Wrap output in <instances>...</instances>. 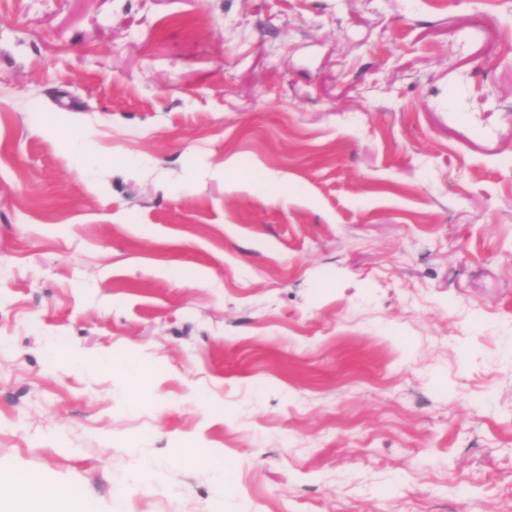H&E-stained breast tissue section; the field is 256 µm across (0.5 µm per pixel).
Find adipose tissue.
<instances>
[{
	"label": "adipose tissue",
	"instance_id": "adipose-tissue-1",
	"mask_svg": "<svg viewBox=\"0 0 512 512\" xmlns=\"http://www.w3.org/2000/svg\"><path fill=\"white\" fill-rule=\"evenodd\" d=\"M0 512H95V506L69 487L15 472L0 474Z\"/></svg>",
	"mask_w": 512,
	"mask_h": 512
}]
</instances>
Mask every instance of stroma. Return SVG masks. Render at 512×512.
Wrapping results in <instances>:
<instances>
[{
    "label": "stroma",
    "mask_w": 512,
    "mask_h": 512,
    "mask_svg": "<svg viewBox=\"0 0 512 512\" xmlns=\"http://www.w3.org/2000/svg\"><path fill=\"white\" fill-rule=\"evenodd\" d=\"M510 157L512 0H0V471L512 512Z\"/></svg>",
    "instance_id": "35a3bbf8"
}]
</instances>
